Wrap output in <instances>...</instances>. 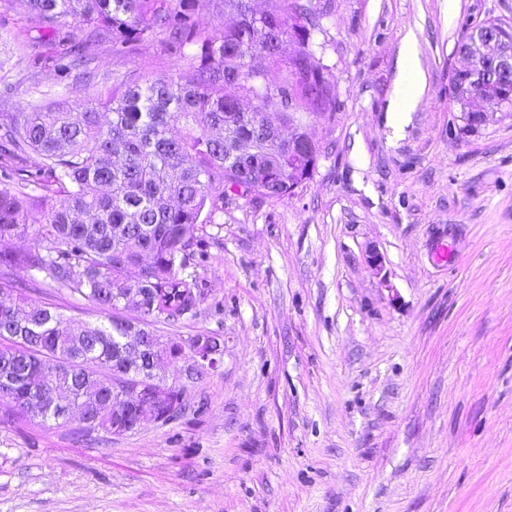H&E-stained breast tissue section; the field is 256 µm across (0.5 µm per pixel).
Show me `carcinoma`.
<instances>
[{"label": "carcinoma", "instance_id": "carcinoma-1", "mask_svg": "<svg viewBox=\"0 0 512 512\" xmlns=\"http://www.w3.org/2000/svg\"><path fill=\"white\" fill-rule=\"evenodd\" d=\"M25 21L22 35L35 49L29 81L42 67L76 78L90 89L74 107L52 97L28 112H0V292L16 293L25 318L0 303V377L10 380L8 420L63 425L60 412L41 403L59 389L100 415L96 433L112 434V355L125 336H148L157 323L195 315L196 278L186 273L191 230L207 223L205 209L230 199L227 191L267 200L288 196V151L258 115L273 101L251 85L278 74L281 123L288 126V96L296 111L323 115L334 85L315 60L309 39L299 41L297 64L284 46L300 35L302 0H266L260 15L248 0H223L239 21L210 30L200 13L212 0H8ZM162 34L170 52L196 63L185 81L163 72L144 81L101 84L92 68L95 47L108 39L130 54ZM197 48L186 55L185 50ZM462 112L474 92L468 73L453 84ZM258 105L248 117L240 93ZM250 140L258 151L233 155L224 139ZM36 228L42 246L20 250L14 237ZM41 275L100 311L132 308L139 318L87 323L64 317L24 294L25 280ZM141 297L126 298L124 289Z\"/></svg>", "mask_w": 512, "mask_h": 512}]
</instances>
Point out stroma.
Instances as JSON below:
<instances>
[{
	"label": "stroma",
	"instance_id": "1",
	"mask_svg": "<svg viewBox=\"0 0 512 512\" xmlns=\"http://www.w3.org/2000/svg\"><path fill=\"white\" fill-rule=\"evenodd\" d=\"M312 4L335 84L308 127L314 175L195 228L197 313L158 327L220 337L221 365L167 424L106 441L0 403V512H512V114L485 103L470 129L451 87L467 27L512 26V0ZM22 25L0 0L2 112L36 101ZM410 32L423 85L398 126ZM96 66L106 84L194 73L159 38L126 56L102 43ZM30 295L102 317L40 277Z\"/></svg>",
	"mask_w": 512,
	"mask_h": 512
}]
</instances>
